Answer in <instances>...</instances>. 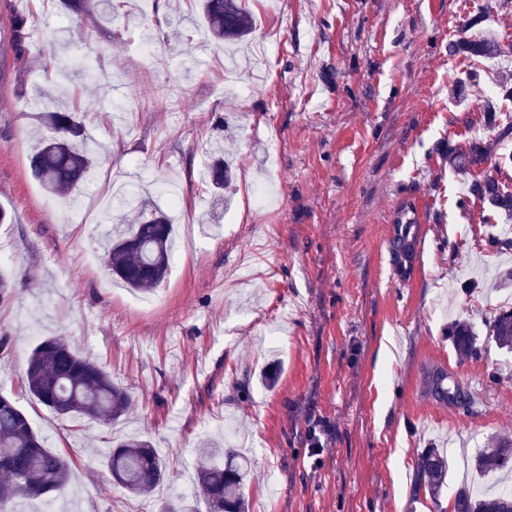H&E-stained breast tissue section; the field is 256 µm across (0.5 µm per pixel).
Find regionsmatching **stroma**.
I'll list each match as a JSON object with an SVG mask.
<instances>
[{
  "mask_svg": "<svg viewBox=\"0 0 512 512\" xmlns=\"http://www.w3.org/2000/svg\"><path fill=\"white\" fill-rule=\"evenodd\" d=\"M257 42L281 31L264 78L222 81L227 49L186 0H129L128 29L70 18L60 0H0V393L17 399L50 450L71 462L76 512H155L192 496L199 440L246 453L249 512H451L417 480L427 448L449 461L448 484L489 488L472 460L492 437L512 439V352L487 334L512 307L495 273L512 269L507 221L466 194L450 150L477 143L481 173L512 187V103L489 115L499 72L512 70V0H249ZM508 54L448 51L469 20ZM29 19L28 55L12 43ZM49 54L67 81L44 72ZM99 59L96 84L74 67ZM84 117L98 166L75 201L48 194L30 169L44 91ZM233 154L222 223L204 180L215 145ZM165 201L176 179L196 242L175 254L151 294L117 286L104 216L113 179ZM263 182L275 201L249 204ZM418 210L412 267L388 242L396 213ZM188 223V224H189ZM470 323L482 353L462 359L450 336ZM44 336L64 339L134 397L113 423L60 416L30 399L27 359ZM457 378L467 403L448 406L428 372ZM150 439L168 479L153 496L124 494L107 457Z\"/></svg>",
  "mask_w": 512,
  "mask_h": 512,
  "instance_id": "obj_1",
  "label": "stroma"
}]
</instances>
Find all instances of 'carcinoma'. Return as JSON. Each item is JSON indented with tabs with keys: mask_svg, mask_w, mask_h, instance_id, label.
Returning a JSON list of instances; mask_svg holds the SVG:
<instances>
[{
	"mask_svg": "<svg viewBox=\"0 0 512 512\" xmlns=\"http://www.w3.org/2000/svg\"><path fill=\"white\" fill-rule=\"evenodd\" d=\"M247 0H202L201 14L210 35L220 40H239L253 31L254 17ZM72 17L100 15L112 17V0H62ZM27 19L14 20L15 49L29 52ZM449 52L472 58L505 55L492 38L460 39L449 44ZM87 134L73 111L55 109L44 113V131L39 149L31 157V168L44 189L58 196L73 193L98 165L97 154L86 146ZM484 147L474 144L466 150H454L450 163L460 172L485 163ZM232 180L231 167L218 157L208 169L214 196L224 200V188ZM468 195L489 204L512 220V191L492 175L474 178ZM173 223L168 212L146 203L138 204V217L124 229L112 225V239L107 261L113 275L127 287L148 293L167 277L170 237ZM417 238L416 225L397 222L391 239V252L401 265L412 260ZM488 335L502 349L512 351V308L502 309L489 321ZM451 336L463 358L479 356L472 326L458 321ZM449 376L435 370L428 376L430 393L440 402L453 405L466 397L460 386L448 384ZM29 395L59 415L78 414L100 421H115L133 405L128 390L115 385L112 378L95 362L76 354L62 339H42L32 349L26 369ZM198 453L204 463L198 471L194 496L202 499L207 512H247L243 487L250 476L246 457L233 448H217L200 441ZM512 467V441L501 440L480 451L474 459L476 472L483 474ZM113 481L125 492L150 496L166 479L164 463L153 445L133 438L118 443L108 456ZM69 460L48 450L16 401L0 394V512L18 499L59 496L67 491ZM419 484L434 497L442 492L448 478V461L437 448H427L418 460ZM453 512H512V490L477 494L466 486L452 490ZM157 512H197L181 497L159 504Z\"/></svg>",
	"mask_w": 512,
	"mask_h": 512,
	"instance_id": "cac0c4a2",
	"label": "carcinoma"
}]
</instances>
